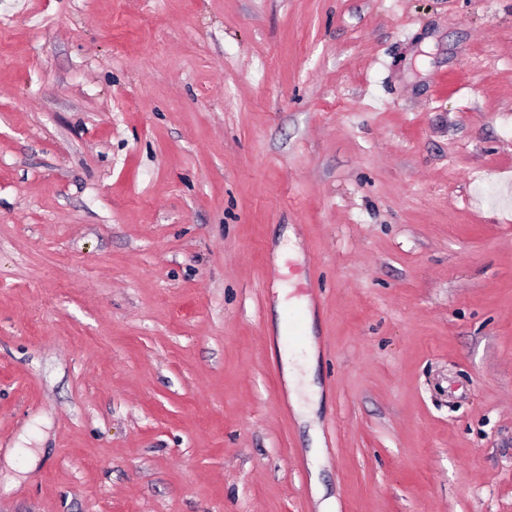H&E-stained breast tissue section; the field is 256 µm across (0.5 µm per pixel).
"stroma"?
I'll list each match as a JSON object with an SVG mask.
<instances>
[{"instance_id":"35a3bbf8","label":"stroma","mask_w":512,"mask_h":512,"mask_svg":"<svg viewBox=\"0 0 512 512\" xmlns=\"http://www.w3.org/2000/svg\"><path fill=\"white\" fill-rule=\"evenodd\" d=\"M325 499L512 512V0H0V512ZM307 351L306 356L303 355L304 349L302 347L281 349V360L286 372V378L290 383V387L294 389L301 379L300 371L304 369L312 360L311 348H305Z\"/></svg>"}]
</instances>
